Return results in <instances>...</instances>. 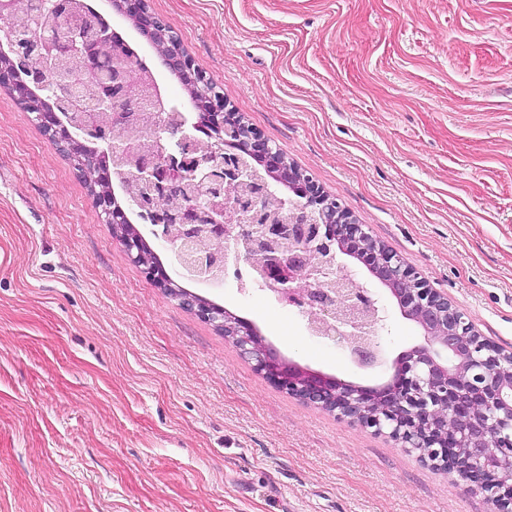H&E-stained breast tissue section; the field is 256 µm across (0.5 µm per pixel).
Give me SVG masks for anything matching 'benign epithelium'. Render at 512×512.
<instances>
[{"instance_id": "benign-epithelium-1", "label": "benign epithelium", "mask_w": 512, "mask_h": 512, "mask_svg": "<svg viewBox=\"0 0 512 512\" xmlns=\"http://www.w3.org/2000/svg\"><path fill=\"white\" fill-rule=\"evenodd\" d=\"M111 4L133 22L150 46L166 41L176 44L172 55L161 56L164 66L208 99L204 110L177 117L158 114L171 151L161 146L150 153L112 138L114 130L139 116V109L126 107L127 70L117 65L112 54L114 49L121 50V44L109 24L75 17L68 0H36L30 23L39 34L23 52L15 48L9 30L3 31L15 58L8 66L0 64V88L14 86L15 74L22 68L28 83L40 90L47 75L68 56L110 71L111 82L99 89L92 109L107 114V124L86 120L76 100V82L58 75L50 108L34 105L30 110L50 140L78 169L84 166V142L95 144L116 165L130 162V175L119 181L135 185L137 193L130 195L129 206L153 214L158 227L155 236L164 237L166 225L178 224L185 243L203 238L220 242L221 258L197 251L188 268L190 276L218 281L224 278L229 255L245 260L279 302L300 308L315 333L344 340L355 362L367 367L378 362L375 337L383 328L384 316L371 291L338 264L337 254L358 259L388 288L402 316L423 331L424 344L403 354L395 370L397 383L390 387L368 390L287 364L252 325L223 307L191 292L178 301L201 319L224 328L240 353L288 394L377 431H389L403 447L419 450L423 458L473 483L487 494L497 512H512V483L506 479L512 472V354L482 340L463 312L429 288L397 253L374 241L365 225L354 222L308 176L300 177L296 193L285 195L284 203L292 210L288 221H259L260 200L290 175L285 158L228 109L217 86L179 47L178 35L149 10L148 0H111ZM47 12L64 24V37L40 31ZM200 130L218 144L239 141L243 153L263 162L265 174L238 155H225L222 147L212 152L209 163L192 155ZM247 183L254 188L247 197L226 192L228 185ZM179 191L188 201L171 213L162 202ZM94 202L127 254L138 261L140 240L124 237L118 230L128 216L114 192L96 196ZM144 271L163 289L174 284L161 264L146 266Z\"/></svg>"}]
</instances>
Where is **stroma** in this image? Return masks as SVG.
Masks as SVG:
<instances>
[{
  "instance_id": "35a3bbf8",
  "label": "stroma",
  "mask_w": 512,
  "mask_h": 512,
  "mask_svg": "<svg viewBox=\"0 0 512 512\" xmlns=\"http://www.w3.org/2000/svg\"><path fill=\"white\" fill-rule=\"evenodd\" d=\"M187 95L108 0H88ZM246 124L512 352V0H148ZM179 285L277 355L363 387L423 344L386 318L381 362L312 335L246 263ZM0 512H496L388 434L288 395L150 281L70 160L0 88Z\"/></svg>"
}]
</instances>
